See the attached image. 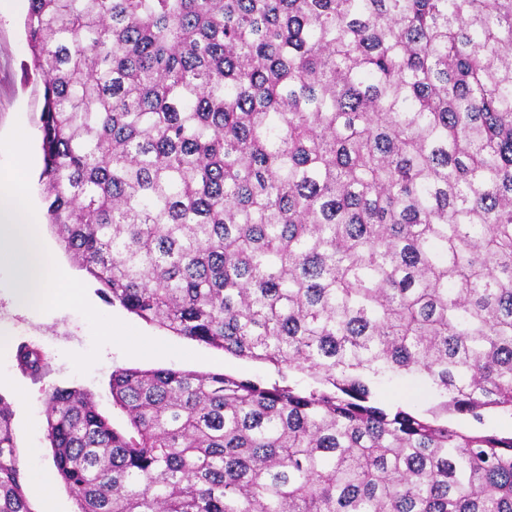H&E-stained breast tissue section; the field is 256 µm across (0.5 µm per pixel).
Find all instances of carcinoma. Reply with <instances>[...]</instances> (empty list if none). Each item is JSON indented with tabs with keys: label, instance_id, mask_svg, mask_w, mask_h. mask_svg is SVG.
Wrapping results in <instances>:
<instances>
[{
	"label": "carcinoma",
	"instance_id": "1",
	"mask_svg": "<svg viewBox=\"0 0 512 512\" xmlns=\"http://www.w3.org/2000/svg\"><path fill=\"white\" fill-rule=\"evenodd\" d=\"M46 217L112 304L313 384L54 388L78 512H512V0H29ZM45 372L43 352L14 351ZM436 404L380 402L386 380ZM0 395V512H32ZM456 422L463 428H480L485 430H493L505 435H512V415L502 414L497 411H487L484 413L482 424H478L470 418H457Z\"/></svg>",
	"mask_w": 512,
	"mask_h": 512
}]
</instances>
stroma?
I'll return each mask as SVG.
<instances>
[{"label": "stroma", "instance_id": "obj_1", "mask_svg": "<svg viewBox=\"0 0 512 512\" xmlns=\"http://www.w3.org/2000/svg\"><path fill=\"white\" fill-rule=\"evenodd\" d=\"M31 53L20 15L0 13V135L14 125H21L31 141L32 172L37 176L43 168L40 101L43 84L30 69ZM43 242L57 260L87 289L89 302L101 313L114 316L151 338L195 352L192 360L177 357L138 358L126 356L113 344L104 345L98 362L89 373H76L69 353H83L92 344L86 319L71 309L42 313L24 304L16 289L0 282V376L9 384L0 388L12 405L13 432L25 474V492L33 512H76V503L62 482L52 459L45 429V399L57 387H79L95 397L98 411L119 430L129 427L125 412L116 406L109 394V380L120 368H176L196 373L225 372L258 379L271 384L279 375L274 366L234 357L224 350L206 346L146 322L123 307L106 301L101 286L91 278L61 245L53 227L44 225ZM26 341L37 346L46 356L48 367L36 379L23 376L16 368L14 347ZM39 456H30V449ZM53 488V498H45L46 488Z\"/></svg>", "mask_w": 512, "mask_h": 512}]
</instances>
